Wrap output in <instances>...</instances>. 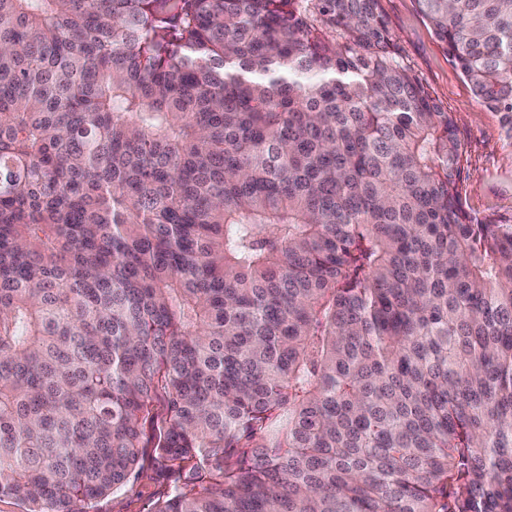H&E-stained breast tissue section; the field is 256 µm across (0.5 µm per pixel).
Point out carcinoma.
Segmentation results:
<instances>
[{
	"mask_svg": "<svg viewBox=\"0 0 512 512\" xmlns=\"http://www.w3.org/2000/svg\"><path fill=\"white\" fill-rule=\"evenodd\" d=\"M512 147V0H417ZM381 0H0V497L512 512V223ZM157 467L151 456L146 457L134 486L101 500L97 512H153L158 501L169 492V487L156 476Z\"/></svg>",
	"mask_w": 512,
	"mask_h": 512,
	"instance_id": "1",
	"label": "carcinoma"
}]
</instances>
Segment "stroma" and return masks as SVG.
<instances>
[{
    "instance_id": "obj_1",
    "label": "stroma",
    "mask_w": 512,
    "mask_h": 512,
    "mask_svg": "<svg viewBox=\"0 0 512 512\" xmlns=\"http://www.w3.org/2000/svg\"><path fill=\"white\" fill-rule=\"evenodd\" d=\"M390 31L430 96L458 119L467 148L460 184L468 211L496 212L512 220V147L498 116L483 108L469 83L451 63L445 47L421 14L417 0H381ZM158 464L145 458L134 486L101 500L98 512H153L169 488L156 476Z\"/></svg>"
}]
</instances>
